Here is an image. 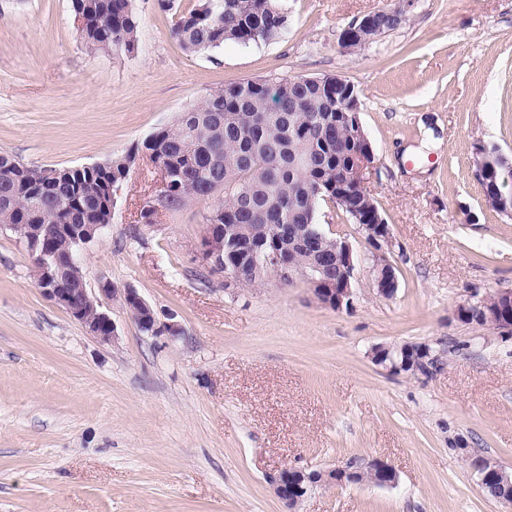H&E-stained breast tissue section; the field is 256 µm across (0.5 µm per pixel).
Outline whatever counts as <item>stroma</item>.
I'll use <instances>...</instances> for the list:
<instances>
[{
    "instance_id": "stroma-1",
    "label": "stroma",
    "mask_w": 512,
    "mask_h": 512,
    "mask_svg": "<svg viewBox=\"0 0 512 512\" xmlns=\"http://www.w3.org/2000/svg\"><path fill=\"white\" fill-rule=\"evenodd\" d=\"M389 2L288 0L280 37L189 53L171 29L196 0H132L138 47L115 56L84 47L71 0H0V152L27 165L125 156L229 83L345 76L399 279L377 295L373 247L329 202L320 221L355 256L352 309L300 280L200 279L218 200L137 222L161 186L141 155L84 273L92 289L135 288L159 331L105 297L117 335L103 343L0 229V512H288L270 476L354 457L384 458L397 485L321 487L295 512H512L456 448L512 469V338L454 317L471 294L512 290V216L486 204L473 164L480 146L512 161V0H414L402 27L341 51L343 28ZM411 342L441 350V369L394 375L369 356Z\"/></svg>"
}]
</instances>
